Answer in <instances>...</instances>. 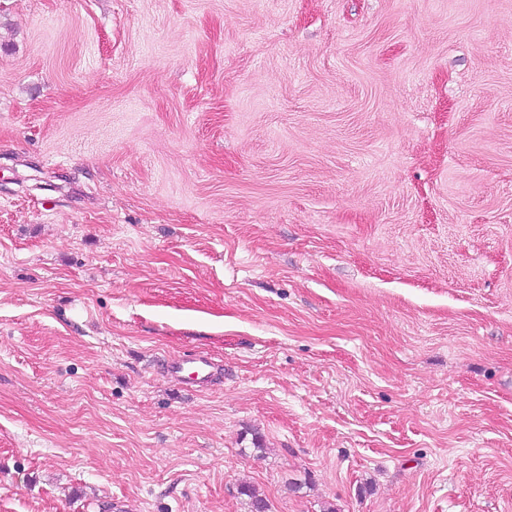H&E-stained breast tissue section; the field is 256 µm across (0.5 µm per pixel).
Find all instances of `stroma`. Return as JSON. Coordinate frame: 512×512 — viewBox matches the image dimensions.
I'll return each mask as SVG.
<instances>
[{
  "instance_id": "obj_1",
  "label": "stroma",
  "mask_w": 512,
  "mask_h": 512,
  "mask_svg": "<svg viewBox=\"0 0 512 512\" xmlns=\"http://www.w3.org/2000/svg\"><path fill=\"white\" fill-rule=\"evenodd\" d=\"M244 483L512 512V0H0V512ZM220 365L209 355L195 354L186 358L173 360L166 365L167 375L180 387L211 386L221 378Z\"/></svg>"
}]
</instances>
